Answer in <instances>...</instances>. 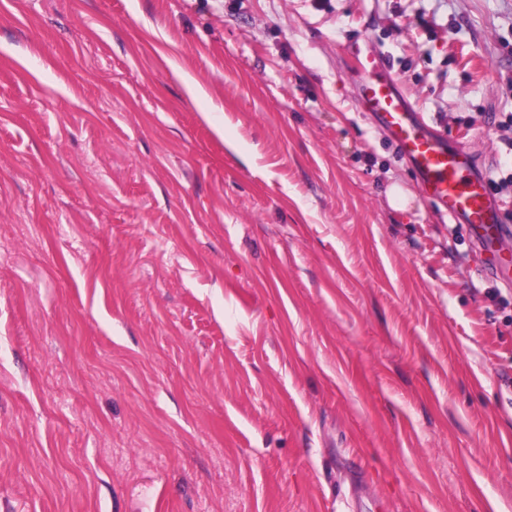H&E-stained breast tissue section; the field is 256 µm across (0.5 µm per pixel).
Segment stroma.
Returning <instances> with one entry per match:
<instances>
[{
	"instance_id": "1",
	"label": "stroma",
	"mask_w": 512,
	"mask_h": 512,
	"mask_svg": "<svg viewBox=\"0 0 512 512\" xmlns=\"http://www.w3.org/2000/svg\"><path fill=\"white\" fill-rule=\"evenodd\" d=\"M366 43L512 174V0H0V512H512V288ZM354 58L363 74L357 92L360 107L374 113L388 131L440 215L468 224L474 250L485 257L479 272L512 287L511 260L501 255L502 242L510 238L512 227L502 223L500 205L487 191L486 172L469 150L451 145L416 112L409 95L386 68L384 55L357 47Z\"/></svg>"
}]
</instances>
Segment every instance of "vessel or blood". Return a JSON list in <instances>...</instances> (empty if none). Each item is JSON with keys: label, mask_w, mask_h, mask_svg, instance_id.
Masks as SVG:
<instances>
[{"label": "vessel or blood", "mask_w": 512, "mask_h": 512, "mask_svg": "<svg viewBox=\"0 0 512 512\" xmlns=\"http://www.w3.org/2000/svg\"><path fill=\"white\" fill-rule=\"evenodd\" d=\"M363 79L357 100L385 128L400 155L416 172L422 193L441 216L467 224L476 252L484 257L479 271L512 287V260L501 254L512 226L501 220L499 203L487 191V177L472 153L450 144L420 115L376 51L355 50Z\"/></svg>", "instance_id": "1"}]
</instances>
